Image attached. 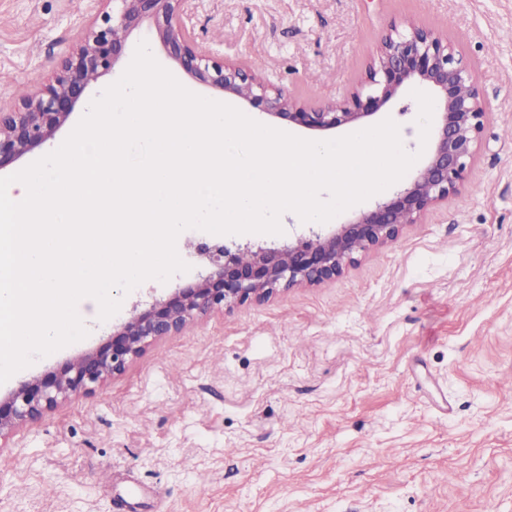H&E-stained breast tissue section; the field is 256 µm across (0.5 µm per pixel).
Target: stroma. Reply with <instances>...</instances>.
Segmentation results:
<instances>
[{
  "label": "stroma",
  "mask_w": 512,
  "mask_h": 512,
  "mask_svg": "<svg viewBox=\"0 0 512 512\" xmlns=\"http://www.w3.org/2000/svg\"><path fill=\"white\" fill-rule=\"evenodd\" d=\"M102 6L0 0V105L45 83ZM412 22L463 57L486 111L457 193L336 281L193 321L15 431L0 446V512H512V0H197L188 26L202 53L319 105ZM143 40L184 87L223 100L145 26L55 143ZM388 112L416 152L409 90ZM210 238L183 231L189 272L145 281L120 316L193 283ZM86 326L0 393L111 332Z\"/></svg>",
  "instance_id": "obj_1"
}]
</instances>
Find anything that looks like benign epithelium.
<instances>
[{
  "label": "benign epithelium",
  "mask_w": 512,
  "mask_h": 512,
  "mask_svg": "<svg viewBox=\"0 0 512 512\" xmlns=\"http://www.w3.org/2000/svg\"><path fill=\"white\" fill-rule=\"evenodd\" d=\"M105 2L52 79L14 105L0 107V169L54 138L86 89L114 70L128 39L145 22L168 56L196 81L248 102L264 116L312 133L375 123L406 86L423 84L435 94L437 108L431 145L408 182L329 233L310 224L307 236L296 245L254 249L231 248L223 242L197 244L204 274L195 283L135 310L95 349L0 396V438L73 396L93 393L108 378L124 373L150 343L179 334L198 316L260 301L280 288L340 277L358 255L396 240L403 226L416 223L421 214L457 191L484 126L479 88L468 65L424 26L384 35L364 87L335 104L309 105L270 87L246 66L200 53L186 25L190 0Z\"/></svg>",
  "instance_id": "1"
}]
</instances>
